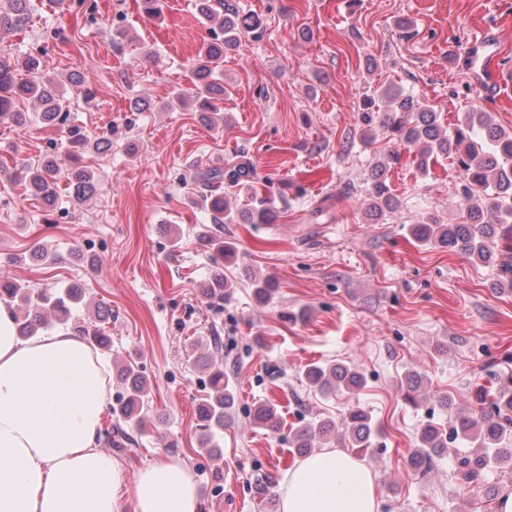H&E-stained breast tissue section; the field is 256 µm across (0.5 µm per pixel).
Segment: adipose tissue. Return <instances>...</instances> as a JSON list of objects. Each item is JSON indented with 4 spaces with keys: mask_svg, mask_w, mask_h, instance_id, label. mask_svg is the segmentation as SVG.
I'll use <instances>...</instances> for the list:
<instances>
[{
    "mask_svg": "<svg viewBox=\"0 0 512 512\" xmlns=\"http://www.w3.org/2000/svg\"><path fill=\"white\" fill-rule=\"evenodd\" d=\"M112 399L100 358L68 332L23 341L0 302V512H123L122 468L99 445ZM135 512H199L192 472L167 458L140 469ZM372 474L323 451L289 470L282 512H378Z\"/></svg>",
    "mask_w": 512,
    "mask_h": 512,
    "instance_id": "ef3b65f1",
    "label": "adipose tissue"
}]
</instances>
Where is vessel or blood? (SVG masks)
<instances>
[{
	"mask_svg": "<svg viewBox=\"0 0 512 512\" xmlns=\"http://www.w3.org/2000/svg\"><path fill=\"white\" fill-rule=\"evenodd\" d=\"M452 51L466 72L478 100H490L499 91L512 87V71L498 62L502 53L498 34L491 31L480 33L466 42L453 45Z\"/></svg>",
	"mask_w": 512,
	"mask_h": 512,
	"instance_id": "1",
	"label": "vessel or blood"
}]
</instances>
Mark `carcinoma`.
I'll use <instances>...</instances> for the list:
<instances>
[{"label": "carcinoma", "instance_id": "carcinoma-1", "mask_svg": "<svg viewBox=\"0 0 512 512\" xmlns=\"http://www.w3.org/2000/svg\"><path fill=\"white\" fill-rule=\"evenodd\" d=\"M29 0H8V10L0 11V27L8 28L23 24L29 19ZM200 15L208 24V38L203 43L193 69L195 81L194 101L199 104L201 119H209L208 112L214 108L213 101L224 96V83L217 74L224 63V52L237 46L239 14L232 0H197ZM28 72L39 69L40 60L34 55L23 61L0 56V121H7L19 130L31 123V115L21 111L17 103L32 100L40 106L38 117L41 123L57 125L64 121L67 100L63 89L51 80L39 83L17 78V67ZM394 92L398 99L394 112L380 114L374 110L377 99ZM362 112L361 140L373 143L374 129L379 127L398 146L418 148L417 166L423 173L429 169L430 161L440 156H457L463 172V186L459 208L464 213L463 221L444 224L430 216L421 218L412 225L411 233L418 241L446 248L465 256L474 264L491 265L497 269L494 287L512 289V253H503L495 242L496 225L512 223V133L492 123L489 113L475 109L455 127L448 129L440 121L438 113L418 98L393 90L376 88L363 97L358 104ZM68 148L71 154L86 149L106 151L111 143L107 140L91 141L78 126L67 130ZM395 150L388 151L387 160L377 163L366 181L367 214L383 216L398 208L384 179L388 164L398 161ZM75 186L74 200L84 202L95 192L91 172L74 167L61 174L57 160L47 157L35 167L26 168L24 178L27 191L46 202L54 201L56 185L60 178ZM256 173L248 163L233 161L224 168H206L196 173L194 184L203 200L208 202L211 225H200L198 236L213 246L214 273L208 287V296L220 303L231 294L234 284L224 278V264L235 261V250L217 233L226 224H264L268 221L270 201L258 198L255 187ZM235 188L243 199L230 206L225 197L218 195L223 188ZM0 300L14 310L19 338L26 340L52 324H66L72 315V307L83 300L82 289L71 285L63 289L35 292L13 281L0 279ZM82 336L94 350L109 349V339L97 327H80ZM306 384L325 398L343 387L358 390L364 386V374L352 365L311 364L304 373ZM124 390L118 394L110 407L116 425L124 424L121 430L127 440L132 433H142L145 417L142 415L144 398L150 385L139 366L128 362L121 367ZM493 391L479 389L475 394L481 406L479 416L450 417L447 423L429 425L421 433L418 446L411 457V464L423 469L434 463V457L448 449V439L465 441L474 445V451L462 458L457 471L458 479L468 485H477L484 472L501 463H512V373L494 376ZM210 392L200 408L201 448L215 459L219 451L214 444V430L224 428L235 412L236 387L224 367L215 365L207 375ZM256 423L275 431L279 426L277 404L268 400L254 413ZM371 417L357 407L349 410L345 431H336V423L316 415L301 419L289 437V445L299 456L306 457L320 450L324 444L336 441L343 448L368 452L372 442Z\"/></svg>", "mask_w": 512, "mask_h": 512}]
</instances>
